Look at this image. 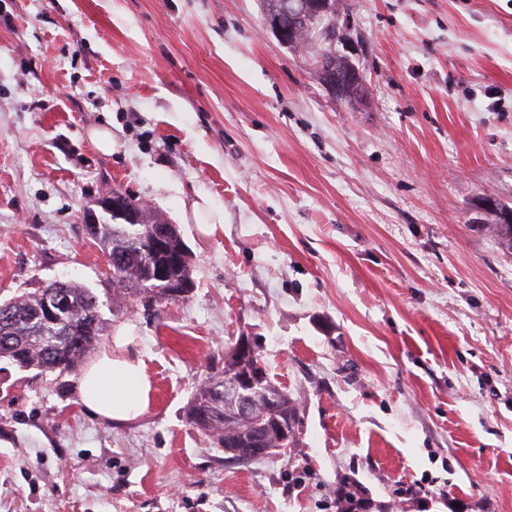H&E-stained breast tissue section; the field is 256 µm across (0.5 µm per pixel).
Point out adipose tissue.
Returning <instances> with one entry per match:
<instances>
[{
    "mask_svg": "<svg viewBox=\"0 0 512 512\" xmlns=\"http://www.w3.org/2000/svg\"><path fill=\"white\" fill-rule=\"evenodd\" d=\"M135 328L117 329L112 344L87 366L79 382L87 410L115 424L131 422L150 405L152 380L141 358L131 353Z\"/></svg>",
    "mask_w": 512,
    "mask_h": 512,
    "instance_id": "ef3b65f1",
    "label": "adipose tissue"
}]
</instances>
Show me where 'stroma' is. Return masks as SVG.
<instances>
[{
	"label": "stroma",
	"instance_id": "stroma-1",
	"mask_svg": "<svg viewBox=\"0 0 512 512\" xmlns=\"http://www.w3.org/2000/svg\"><path fill=\"white\" fill-rule=\"evenodd\" d=\"M347 105L260 0H0V302L54 280L133 323L136 421L80 369L0 361V512H512V0H342ZM110 128L112 154L88 132ZM121 190L177 225L195 286L112 304L90 213ZM207 197L203 236L182 204ZM300 404L290 453L228 461L184 411L240 335ZM192 214L196 224L201 231L208 235H214L218 229L222 230L224 224V214L217 213L215 216L210 214L212 205L210 201L204 196H198L191 204ZM481 203L486 209H495L496 207L494 200L489 198L483 199ZM485 213L490 216L493 223L486 224L488 230L494 234L499 244L512 250V207L497 201L496 209ZM506 215H510V223L506 222Z\"/></svg>",
	"mask_w": 512,
	"mask_h": 512
}]
</instances>
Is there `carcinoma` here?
<instances>
[{
	"instance_id": "cac0c4a2",
	"label": "carcinoma",
	"mask_w": 512,
	"mask_h": 512,
	"mask_svg": "<svg viewBox=\"0 0 512 512\" xmlns=\"http://www.w3.org/2000/svg\"><path fill=\"white\" fill-rule=\"evenodd\" d=\"M308 49L313 68L318 69L326 58L336 52L332 43L310 35L300 29L290 48ZM491 224L487 225L500 244L512 250V207L497 203L494 210L487 211ZM164 222L160 216L145 208L139 211L137 224H110L103 221L87 225L88 233L98 242L108 257H124L123 265L114 267L112 298L125 303L140 302L151 306L167 300V285L148 282L150 269L164 266L169 279L175 283H193L191 256L181 239L174 232L165 243V248L154 251L151 247L154 227ZM50 286L27 293L0 304V309L9 310L7 322H0V359H8L19 369H38L42 372L68 370L77 365L92 350L105 324L99 313L98 296L88 288L67 281L59 288L61 313L65 325L59 327L49 323L44 315V305ZM242 361L234 354L224 359V375L212 377L197 389L186 410L187 419L212 443L220 448L232 450L242 447L251 436L267 432L269 420L279 411L295 416L298 403L288 393L279 389L271 379L265 381V391L274 407H261L255 416L247 420H219L206 426L198 421L202 412L209 410L220 415L232 413V402L224 399V376L237 370ZM367 501L348 491L336 498V512H366Z\"/></svg>"
}]
</instances>
